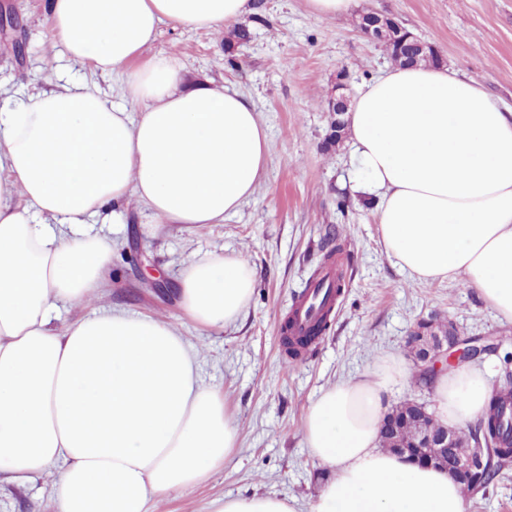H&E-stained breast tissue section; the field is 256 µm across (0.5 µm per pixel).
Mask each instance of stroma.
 I'll return each instance as SVG.
<instances>
[{"label": "stroma", "instance_id": "stroma-1", "mask_svg": "<svg viewBox=\"0 0 512 512\" xmlns=\"http://www.w3.org/2000/svg\"><path fill=\"white\" fill-rule=\"evenodd\" d=\"M15 10L16 54L0 40V105L32 87H55L60 77L86 80L119 101L122 73L69 61L48 38L49 0H7ZM257 13L241 25L245 43L229 42L227 28L175 29L161 24L141 60L177 58L192 82L215 81L238 89L253 106L270 140V159L250 201L220 224H149L145 208L129 200L113 220L90 225L115 249L106 294L61 311L69 322L94 310L121 306L178 326L198 353L199 372L224 394L239 430L234 461L198 485L155 500L153 512H209L212 501L262 493L315 499L327 472L303 434L305 411L320 393L359 376L387 353L414 366L408 344L418 321L452 322L463 336L497 339L499 353L479 362L489 386H498L504 356L512 353V322L500 319L463 280L432 283L409 278L389 256L375 221V206L349 189L351 146L327 147L331 113L321 104L345 75L348 95L390 67L384 48L359 31L360 16H390L437 50L441 65L480 83L512 107V0H354L336 18L313 17L306 0H253ZM337 248L344 288L330 326L298 364L280 342L283 326L306 283ZM236 253L256 271L252 301L240 320L206 329L185 319L175 293L158 295L149 268L168 281L193 262ZM52 475L23 484L0 475V512H54Z\"/></svg>", "mask_w": 512, "mask_h": 512}]
</instances>
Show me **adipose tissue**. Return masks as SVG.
Wrapping results in <instances>:
<instances>
[{"label":"adipose tissue","mask_w":512,"mask_h":512,"mask_svg":"<svg viewBox=\"0 0 512 512\" xmlns=\"http://www.w3.org/2000/svg\"><path fill=\"white\" fill-rule=\"evenodd\" d=\"M252 0H50L47 30L70 59L123 71L138 117L72 80L0 109V474L56 476V512H152L236 453L238 428L200 378L176 325L113 307L56 329L61 303L102 294L112 240L84 224L136 198L157 224H219L254 194L270 155L252 106L222 84L189 86L183 65L130 62L161 23L228 27ZM352 192L375 201L387 254L411 278L464 277L512 321V109L444 66L396 67L363 84L347 114ZM22 193L24 205L11 202ZM256 272L209 256L179 280L186 318L236 323ZM403 359L389 354L310 403L304 437L329 476L308 510L264 494L213 512H467L458 480L384 450L379 430ZM433 415L473 426L488 402L465 362L435 375Z\"/></svg>","instance_id":"ef3b65f1"}]
</instances>
